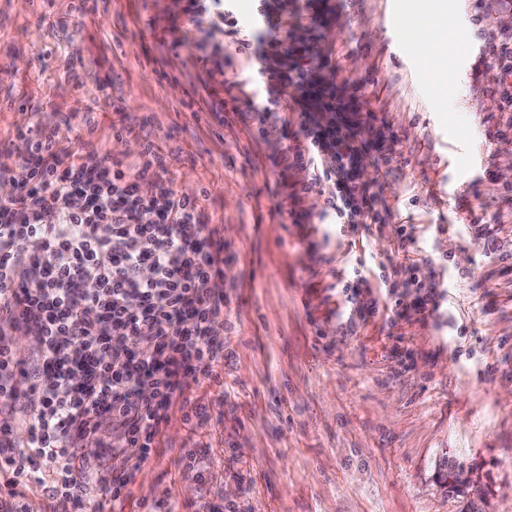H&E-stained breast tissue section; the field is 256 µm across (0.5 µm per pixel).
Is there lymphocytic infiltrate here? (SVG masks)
Returning a JSON list of instances; mask_svg holds the SVG:
<instances>
[{
  "instance_id": "1",
  "label": "lymphocytic infiltrate",
  "mask_w": 512,
  "mask_h": 512,
  "mask_svg": "<svg viewBox=\"0 0 512 512\" xmlns=\"http://www.w3.org/2000/svg\"><path fill=\"white\" fill-rule=\"evenodd\" d=\"M323 4L305 0L308 39L296 42L284 39L287 23L270 0H261L251 39L239 36L237 0H211L227 46L265 65L267 99L241 115L251 139L289 112L295 131L283 159L310 170L299 192L323 197L320 220L377 224L378 198L360 180L366 146L357 129L379 115L323 81ZM16 137L27 178L0 198V406H24L26 416L21 442L0 434V512H28L22 489L32 483L86 512L92 498L127 496L136 465L151 458L172 418L207 417L191 390L224 383V340L213 324L226 298L212 287L224 275V241L203 221L198 197L161 182L168 158L160 146L146 144L133 167L88 141L62 148L53 128ZM152 177L154 192L142 194ZM33 327L25 376L35 403L12 384L11 348L12 334ZM106 419L134 465L92 482L80 450Z\"/></svg>"
}]
</instances>
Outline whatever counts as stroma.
I'll use <instances>...</instances> for the list:
<instances>
[{
  "mask_svg": "<svg viewBox=\"0 0 512 512\" xmlns=\"http://www.w3.org/2000/svg\"><path fill=\"white\" fill-rule=\"evenodd\" d=\"M412 3L325 0L323 76L346 95L375 78L362 101L394 132L363 156L362 180L388 213L353 229L319 223L318 195L295 198L309 172L281 161L290 127L270 124L255 143L241 121L215 119L229 84L243 109L264 94L234 51L196 61L210 26L187 0H90L83 16L71 0H0V154L18 153L16 130L35 124L76 149L92 111L95 142L126 161L148 141L171 151L173 188L201 195L224 240V384L194 386L210 417L172 419L114 512L162 501L174 512L206 501L237 512H465L472 500L512 512V222L495 221L512 188V132L488 135L501 68L487 49L512 39V0H440V74L417 67L413 34L388 46L389 15ZM475 211L486 233L472 228ZM400 224L458 276L435 312L412 308ZM353 241L374 257L372 312L347 305ZM186 454L206 482L179 466ZM446 458L469 478L460 492L438 480Z\"/></svg>",
  "mask_w": 512,
  "mask_h": 512,
  "instance_id": "stroma-1",
  "label": "stroma"
}]
</instances>
